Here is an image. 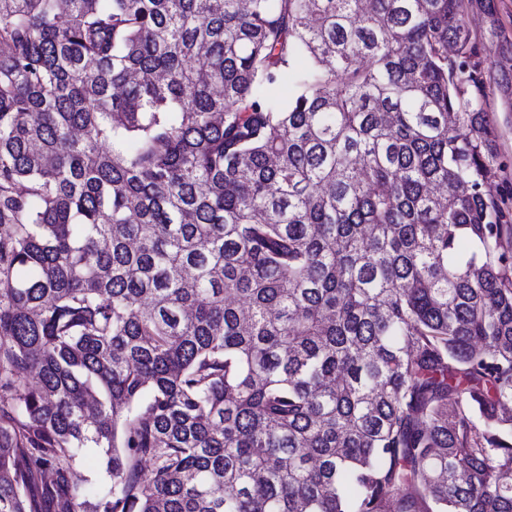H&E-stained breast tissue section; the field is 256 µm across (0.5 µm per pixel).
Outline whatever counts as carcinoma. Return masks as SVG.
<instances>
[{"label": "carcinoma", "instance_id": "obj_1", "mask_svg": "<svg viewBox=\"0 0 512 512\" xmlns=\"http://www.w3.org/2000/svg\"><path fill=\"white\" fill-rule=\"evenodd\" d=\"M0 46V512H512L462 0H0ZM103 458L97 448H83L81 451V462L76 468L73 479L81 483L85 478L91 480L87 485L95 493H101L109 489V485H104L96 481V475L103 467Z\"/></svg>", "mask_w": 512, "mask_h": 512}]
</instances>
